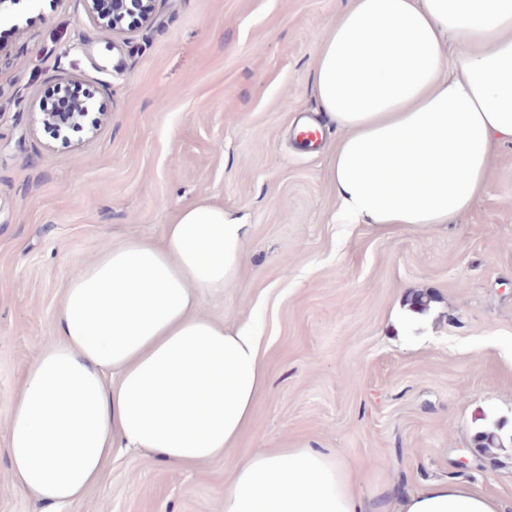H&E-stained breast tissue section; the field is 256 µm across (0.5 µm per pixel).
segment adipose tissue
Returning a JSON list of instances; mask_svg holds the SVG:
<instances>
[{"label": "adipose tissue", "instance_id": "obj_1", "mask_svg": "<svg viewBox=\"0 0 512 512\" xmlns=\"http://www.w3.org/2000/svg\"><path fill=\"white\" fill-rule=\"evenodd\" d=\"M311 82L343 130L329 180L342 224H449L512 144V0H346ZM250 227L205 200L161 242L127 238L73 277L56 341L30 363L7 434L10 484L48 506L95 484L118 448L190 468L232 447L265 384L255 325L200 312L237 278ZM339 451L244 455L224 512H504L465 479L363 498Z\"/></svg>", "mask_w": 512, "mask_h": 512}]
</instances>
